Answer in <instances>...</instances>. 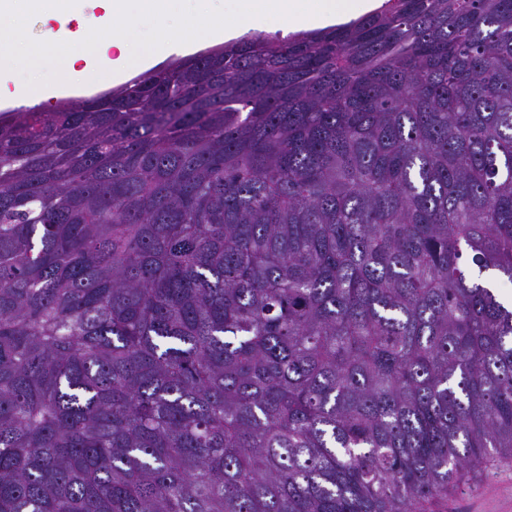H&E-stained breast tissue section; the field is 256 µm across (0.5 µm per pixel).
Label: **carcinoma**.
<instances>
[{
  "label": "carcinoma",
  "instance_id": "carcinoma-1",
  "mask_svg": "<svg viewBox=\"0 0 512 512\" xmlns=\"http://www.w3.org/2000/svg\"><path fill=\"white\" fill-rule=\"evenodd\" d=\"M512 0H384L0 113V512H426L512 457Z\"/></svg>",
  "mask_w": 512,
  "mask_h": 512
}]
</instances>
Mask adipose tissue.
Masks as SVG:
<instances>
[{
  "instance_id": "1",
  "label": "adipose tissue",
  "mask_w": 512,
  "mask_h": 512,
  "mask_svg": "<svg viewBox=\"0 0 512 512\" xmlns=\"http://www.w3.org/2000/svg\"><path fill=\"white\" fill-rule=\"evenodd\" d=\"M28 0H14L13 11H0V61H10L12 70L48 75L55 84L93 80L104 85L111 79L103 63L108 50H116L115 65L133 69L148 57L170 53L183 40L231 27H248L255 16L273 14L293 24L325 18L350 19L360 15L368 0H240L231 17L203 7L174 27L158 29L152 41L141 42L139 19L166 14L171 0H92L109 18L107 27L87 28L78 46H63L53 29H46L39 42L27 37ZM50 82V83H51Z\"/></svg>"
}]
</instances>
